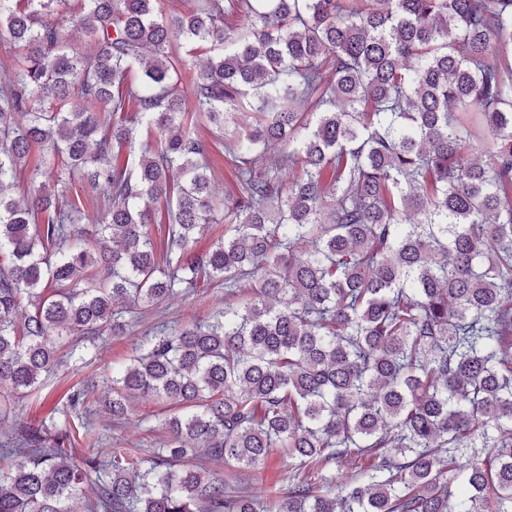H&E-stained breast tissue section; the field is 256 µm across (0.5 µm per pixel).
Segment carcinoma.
Returning a JSON list of instances; mask_svg holds the SVG:
<instances>
[{
	"mask_svg": "<svg viewBox=\"0 0 512 512\" xmlns=\"http://www.w3.org/2000/svg\"><path fill=\"white\" fill-rule=\"evenodd\" d=\"M79 2L0 0V388L171 297L215 283L224 308L112 369L114 422L177 409L148 465L23 425L0 512H512V0ZM75 177L107 202L89 229ZM274 453L292 476L265 502L247 482ZM202 140L206 144L212 167L216 172L215 189L220 195L236 191V179L229 165L224 162V154L217 150V141L213 134L201 130Z\"/></svg>",
	"mask_w": 512,
	"mask_h": 512,
	"instance_id": "obj_1",
	"label": "carcinoma"
}]
</instances>
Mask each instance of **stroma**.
Masks as SVG:
<instances>
[{
	"instance_id": "35a3bbf8",
	"label": "stroma",
	"mask_w": 512,
	"mask_h": 512,
	"mask_svg": "<svg viewBox=\"0 0 512 512\" xmlns=\"http://www.w3.org/2000/svg\"><path fill=\"white\" fill-rule=\"evenodd\" d=\"M224 305V290L220 287L201 288L187 297H177L161 303L143 315L129 320L124 335L104 332L98 339L99 349L93 356H73L46 377L40 387L15 404L9 419L0 422V442L20 424L41 425L50 432H75L81 420L69 408L66 393L70 388L89 383L94 387L91 401L95 445L76 441L77 453L92 454L106 459L115 451H132L142 458L153 456L167 438L159 424L162 409L156 400H140L125 423L112 425L104 405L110 398L106 384L115 363L125 361L136 345L160 326L177 329L187 323L208 318Z\"/></svg>"
}]
</instances>
